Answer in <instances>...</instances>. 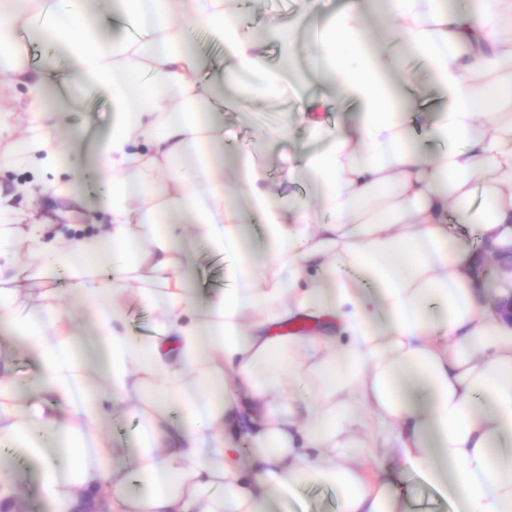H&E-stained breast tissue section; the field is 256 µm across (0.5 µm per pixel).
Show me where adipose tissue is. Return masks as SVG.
<instances>
[{"mask_svg": "<svg viewBox=\"0 0 512 512\" xmlns=\"http://www.w3.org/2000/svg\"><path fill=\"white\" fill-rule=\"evenodd\" d=\"M302 0L282 55L302 90L314 142L289 175L314 183L319 207L277 197L264 168L236 157L233 189L217 171L224 101L191 30L224 51V84L273 104L281 74L241 31L235 0H0V73L26 89L42 135L22 163L34 182L58 169L62 122L45 89L98 86L118 114L102 153L104 209L94 234L48 236L0 197V320L26 342L37 377L23 389L0 352V505L19 512L22 473L59 512L85 499L107 512H265L269 488L334 490L339 512H397L377 454L392 453L448 490L458 512H512V326L469 271L480 259L448 240V220L485 242L512 238V0H386L392 27L372 41L365 0L326 14ZM118 42L104 38L112 22ZM32 43L65 53L31 67ZM445 104L429 111L410 63ZM333 77L355 105L352 129L328 126L309 93ZM419 126L435 151L408 141ZM235 192L246 205L227 202ZM261 215V255L241 249L245 211ZM184 211L191 224H171ZM224 261V284L197 287L194 240ZM42 255L64 288H31L17 253ZM110 270L98 281L93 260ZM99 297L95 342L74 352L63 295ZM152 314L130 328L132 304ZM105 385L90 392L94 378ZM50 407L32 410L29 393ZM139 419L135 448L102 432ZM256 453L242 461L239 443ZM148 489L134 495L132 478Z\"/></svg>", "mask_w": 512, "mask_h": 512, "instance_id": "1", "label": "adipose tissue"}]
</instances>
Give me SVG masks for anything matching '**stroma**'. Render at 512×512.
Returning <instances> with one entry per match:
<instances>
[{
	"mask_svg": "<svg viewBox=\"0 0 512 512\" xmlns=\"http://www.w3.org/2000/svg\"><path fill=\"white\" fill-rule=\"evenodd\" d=\"M24 87L10 84L0 76V106L12 109L10 118L13 132L0 134V193L9 195L15 208L34 212L47 225L49 235L71 238L96 231L98 225L108 223L109 216L97 204L98 178L103 145L114 114L106 90H84L70 102L59 103L50 97V104H62L64 121L58 128L59 137L68 139L69 147L60 158L62 175L58 194L42 192L40 187H30L22 192V185H29L24 169L2 164V157L23 150L20 129L29 127L30 116L22 112L25 101ZM295 96L286 95L279 107L265 103L247 106L244 110L224 112V147L231 151H247L261 145L256 160L265 166L269 177L275 181L280 195L291 196L317 205L313 187L305 180H289L288 168L294 153L309 142V132L304 124L291 121L282 127L285 113L296 111ZM386 464L393 469L400 498L423 512H455V505L447 491L432 483L425 475L395 458ZM338 502L333 491L310 487L292 495H272L269 512H337Z\"/></svg>",
	"mask_w": 512,
	"mask_h": 512,
	"instance_id": "35a3bbf8",
	"label": "stroma"
}]
</instances>
